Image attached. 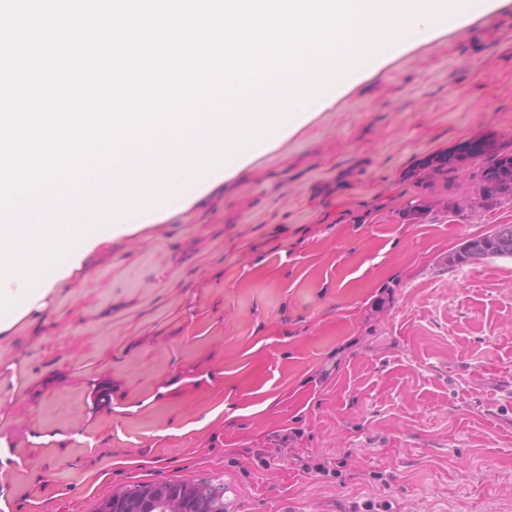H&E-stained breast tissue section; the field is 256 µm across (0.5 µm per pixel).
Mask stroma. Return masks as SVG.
Wrapping results in <instances>:
<instances>
[{
  "mask_svg": "<svg viewBox=\"0 0 512 512\" xmlns=\"http://www.w3.org/2000/svg\"><path fill=\"white\" fill-rule=\"evenodd\" d=\"M483 133L512 141V0L92 252L0 332V512L211 478L233 512H512V258L446 262L512 203L398 214Z\"/></svg>",
  "mask_w": 512,
  "mask_h": 512,
  "instance_id": "35a3bbf8",
  "label": "stroma"
}]
</instances>
